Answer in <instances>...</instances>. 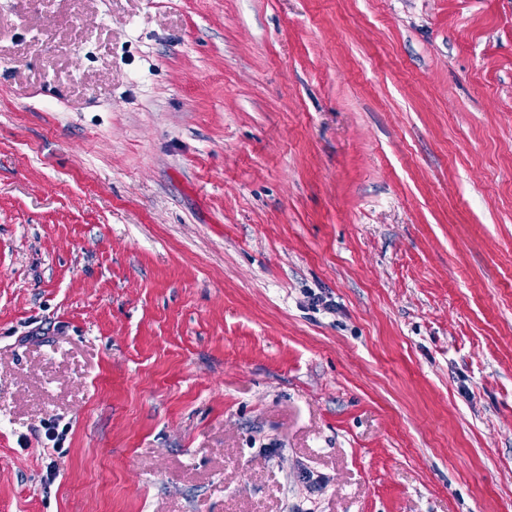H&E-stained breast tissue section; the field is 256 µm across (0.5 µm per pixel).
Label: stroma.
I'll return each instance as SVG.
<instances>
[{
  "instance_id": "1",
  "label": "stroma",
  "mask_w": 512,
  "mask_h": 512,
  "mask_svg": "<svg viewBox=\"0 0 512 512\" xmlns=\"http://www.w3.org/2000/svg\"><path fill=\"white\" fill-rule=\"evenodd\" d=\"M0 512H512V0H0Z\"/></svg>"
}]
</instances>
